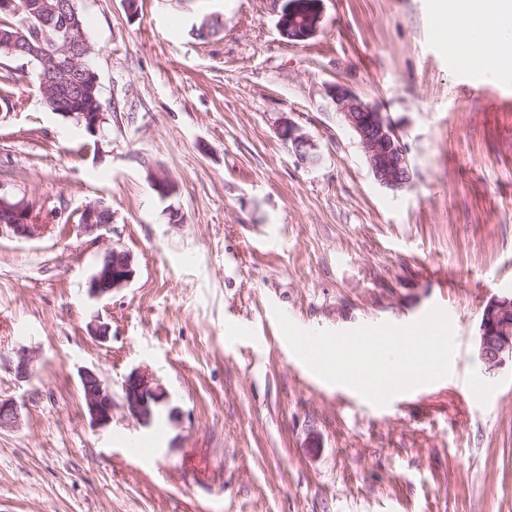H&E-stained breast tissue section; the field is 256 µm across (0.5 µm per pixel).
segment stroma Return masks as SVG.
<instances>
[{"label": "stroma", "instance_id": "obj_1", "mask_svg": "<svg viewBox=\"0 0 512 512\" xmlns=\"http://www.w3.org/2000/svg\"><path fill=\"white\" fill-rule=\"evenodd\" d=\"M77 4L112 110L102 148L44 107L33 65L0 58V192L49 227L0 236V399L22 414L0 430V512H512V363L486 373L475 345L486 302L512 294V71L443 40L434 0H323L301 43L278 0ZM206 15L224 27L203 41ZM336 83L397 123L406 188L375 181ZM286 119L317 164L281 139ZM95 202L112 210L102 241L80 229ZM108 246L136 275L96 301ZM435 307L451 376L382 407L299 362L275 317L343 332ZM85 367L117 399L149 370L168 405L93 428ZM279 134L285 142H290L292 150L303 164H314L318 161L319 151L317 143L299 132V129L290 120H284L279 127Z\"/></svg>", "mask_w": 512, "mask_h": 512}]
</instances>
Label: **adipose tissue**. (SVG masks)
<instances>
[{"mask_svg":"<svg viewBox=\"0 0 512 512\" xmlns=\"http://www.w3.org/2000/svg\"><path fill=\"white\" fill-rule=\"evenodd\" d=\"M438 8L444 37L478 66L495 69L512 56L506 45L484 38L512 17V0H440Z\"/></svg>","mask_w":512,"mask_h":512,"instance_id":"obj_1","label":"adipose tissue"}]
</instances>
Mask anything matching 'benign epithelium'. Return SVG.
<instances>
[{
  "mask_svg": "<svg viewBox=\"0 0 512 512\" xmlns=\"http://www.w3.org/2000/svg\"><path fill=\"white\" fill-rule=\"evenodd\" d=\"M0 7L18 14L24 12L40 16L46 9L60 15V23L54 26V35L41 42V51L35 52L27 36L29 23L23 22L18 33L12 36L10 52L29 54L40 61L43 73L60 75L69 72L75 61L71 46L76 41L70 23L74 11V0H0ZM323 18L319 0L304 4L295 3L288 7V20H279V31L298 26L302 28L300 38L313 37ZM327 97L336 106L342 122L352 131L363 151L367 165L379 185L398 191L409 184V151L400 134L397 124L384 112L363 102L351 90L341 84L328 87ZM61 116L88 127L94 137H104L105 126L109 122L107 112H63ZM279 134L303 164L318 161L317 143L299 132L293 122L286 119L279 127ZM112 226V210L99 205L88 206L83 212L80 228L84 235L95 240L104 239L105 232ZM48 228L46 224L32 222L29 210L22 202L7 203L6 196L0 194V235L9 233L19 238H36ZM110 263L95 270L89 281V294L95 299H103L112 292L128 286L136 275L132 256L123 250L110 248L106 251ZM479 357L487 372H493L512 360V296H496L484 306V315L477 336ZM32 352L21 350L17 353L15 370L26 377L34 367ZM83 387V401L90 418V425L105 428L112 423L116 404L112 399L111 387L101 379L97 371L84 368L80 371ZM168 403V395L145 370L132 372L124 385L123 408L143 423H148L154 409ZM20 412L17 404L9 399H0V429L19 426Z\"/></svg>",
  "mask_w": 512,
  "mask_h": 512,
  "instance_id": "obj_1",
  "label": "benign epithelium"
}]
</instances>
